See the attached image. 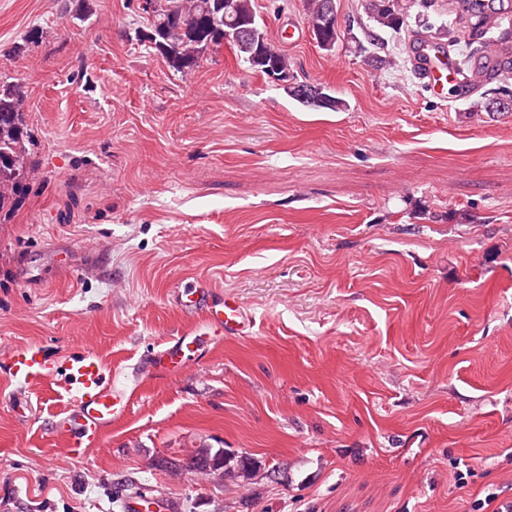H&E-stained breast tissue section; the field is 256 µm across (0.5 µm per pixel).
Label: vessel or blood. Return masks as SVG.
I'll list each match as a JSON object with an SVG mask.
<instances>
[{"label":"vessel or blood","mask_w":512,"mask_h":512,"mask_svg":"<svg viewBox=\"0 0 512 512\" xmlns=\"http://www.w3.org/2000/svg\"><path fill=\"white\" fill-rule=\"evenodd\" d=\"M426 63L424 76L435 94H442L448 82V64L429 49H419ZM183 313L201 324V331H187L160 343L139 370L154 379L175 377L200 350L202 330L227 336L246 334L250 321L241 301L232 294L217 298L210 285L192 279L180 288ZM66 368L74 387L67 403L53 417L52 431L64 438L72 456L100 445L106 431L130 407L135 387L118 385L112 372L94 353L83 351L68 358ZM56 373V363L46 348L32 344L0 358V374L17 384L38 389L48 385Z\"/></svg>","instance_id":"vessel-or-blood-1"}]
</instances>
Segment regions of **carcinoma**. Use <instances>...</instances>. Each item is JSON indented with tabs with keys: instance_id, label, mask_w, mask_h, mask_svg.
Wrapping results in <instances>:
<instances>
[{
	"instance_id": "carcinoma-1",
	"label": "carcinoma",
	"mask_w": 512,
	"mask_h": 512,
	"mask_svg": "<svg viewBox=\"0 0 512 512\" xmlns=\"http://www.w3.org/2000/svg\"><path fill=\"white\" fill-rule=\"evenodd\" d=\"M167 7L159 8L151 25L153 49L166 59L177 73H188L201 66L210 47H220L224 39V0H159ZM417 0H364L363 8L372 26L367 29L369 41H380V33H399L409 27ZM450 12L455 23L467 34L466 51L470 76L467 84H475L485 70L494 75L512 71V32L504 29L500 43L487 42V32L512 20V0H451ZM266 40L261 26L256 38L241 39L235 46L237 58L254 71L268 77L290 75L288 57L281 52L269 53L266 63L257 62L259 41ZM25 93L20 78L0 81V222L13 214L30 188L33 165L29 161L30 144L23 110ZM485 112L495 115L512 112V90L501 86L480 103ZM176 468L195 470L205 475L216 472L231 481L247 484L260 471L257 461L245 456H230L223 450L200 448Z\"/></svg>"
}]
</instances>
